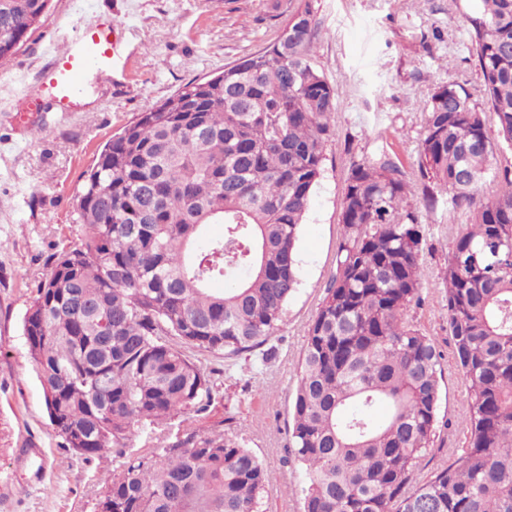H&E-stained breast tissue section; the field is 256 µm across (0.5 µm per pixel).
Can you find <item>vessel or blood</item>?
<instances>
[{
	"mask_svg": "<svg viewBox=\"0 0 512 512\" xmlns=\"http://www.w3.org/2000/svg\"><path fill=\"white\" fill-rule=\"evenodd\" d=\"M121 60V39L112 23L82 28L69 39L65 51L41 73L34 93L52 108L67 110L82 93L86 73H94L105 83L116 82Z\"/></svg>",
	"mask_w": 512,
	"mask_h": 512,
	"instance_id": "1",
	"label": "vessel or blood"
}]
</instances>
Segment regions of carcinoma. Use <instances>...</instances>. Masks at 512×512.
<instances>
[{
    "mask_svg": "<svg viewBox=\"0 0 512 512\" xmlns=\"http://www.w3.org/2000/svg\"><path fill=\"white\" fill-rule=\"evenodd\" d=\"M48 0H0V62ZM294 24L210 82L192 81L98 149L23 319L60 447L120 471L95 512H263L265 468L233 434L171 421L214 400L202 356L250 353L280 331L296 252L333 135L336 89L313 62L318 22ZM480 97L448 81L422 103V198L382 151L351 163L336 271L312 319L290 433L301 512H512V0L467 15ZM495 116L489 128L484 114ZM491 198L480 194L488 176ZM469 224L448 248L446 316L467 382L466 446L419 480L433 447L441 355L406 318L419 302L425 212ZM211 224L224 236L204 237ZM224 282V288L213 284ZM388 408L384 421L373 407ZM143 438L146 451L129 453Z\"/></svg>",
    "mask_w": 512,
    "mask_h": 512,
    "instance_id": "1",
    "label": "carcinoma"
}]
</instances>
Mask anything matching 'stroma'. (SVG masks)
<instances>
[{
	"label": "stroma",
	"instance_id": "obj_1",
	"mask_svg": "<svg viewBox=\"0 0 512 512\" xmlns=\"http://www.w3.org/2000/svg\"><path fill=\"white\" fill-rule=\"evenodd\" d=\"M319 24L314 64L336 88L334 134L298 243L299 286L272 358L237 357L231 372L214 356L221 396L191 414L196 430L226 416L263 461L271 512H298L288 490L302 481L289 448L290 408L307 328L335 271L343 236L342 199L352 161L387 151L422 195L417 154L419 109L437 84L480 89L465 15L474 0H310ZM298 0H49L41 25L0 64V512H94L115 466L111 451L83 460L60 448L23 336V318L51 255L80 226L72 196L97 147L139 113L185 84L216 75L261 51L288 22ZM112 19L127 55L120 89L87 75L68 112L28 94L56 46L83 25ZM421 302L407 313L433 339L443 380L435 451L427 469L447 466L464 446L466 381L446 319L448 246L466 225L463 212L438 203L427 218Z\"/></svg>",
	"mask_w": 512,
	"mask_h": 512
}]
</instances>
